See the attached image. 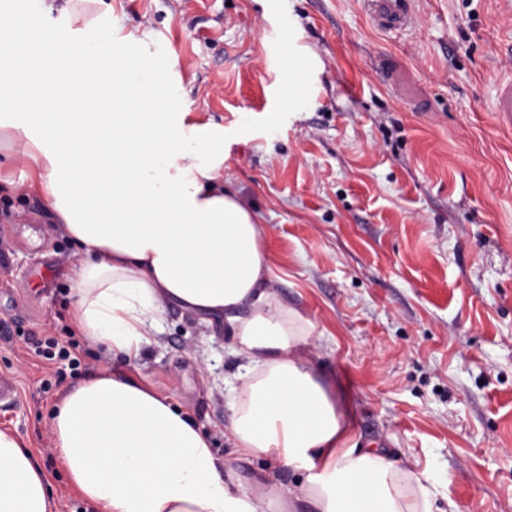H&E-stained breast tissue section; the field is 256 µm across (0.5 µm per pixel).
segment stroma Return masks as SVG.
I'll return each mask as SVG.
<instances>
[{"label": "stroma", "instance_id": "35a3bbf8", "mask_svg": "<svg viewBox=\"0 0 512 512\" xmlns=\"http://www.w3.org/2000/svg\"><path fill=\"white\" fill-rule=\"evenodd\" d=\"M16 26L69 30L167 51L170 78L201 120L222 123L224 183L261 213L274 286L321 334L306 357L347 389L361 447L438 467L459 512H512V126L493 110L512 76L503 0H413L414 22L381 29L367 0H21ZM294 16L293 32L282 21ZM313 53L311 105L289 111L288 59ZM390 56L414 72L429 114L402 104L376 69ZM0 213V373L15 405L0 429L18 435L49 478L54 512H92L70 486L53 410L65 392L129 369L212 437L245 487L261 474H305L224 442L223 322L180 309L164 315L160 345L112 358L78 337L81 367L42 392L52 371L28 354L26 332L55 335L77 262L65 233L30 188L18 155ZM52 265L43 287L39 272Z\"/></svg>", "mask_w": 512, "mask_h": 512}]
</instances>
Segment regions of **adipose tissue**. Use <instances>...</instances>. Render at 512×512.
<instances>
[{
    "label": "adipose tissue",
    "mask_w": 512,
    "mask_h": 512,
    "mask_svg": "<svg viewBox=\"0 0 512 512\" xmlns=\"http://www.w3.org/2000/svg\"><path fill=\"white\" fill-rule=\"evenodd\" d=\"M82 51L112 66L72 80L73 112L44 111L53 86L33 81L27 62L0 70V89L28 102L0 114V142L28 161L32 188L81 254L73 327L131 363L159 343L167 308L223 321L238 361L225 441L307 472L244 488L187 413L119 370L68 392L53 417L82 499L95 512H439L447 477L360 447L346 389L305 359L318 325L274 288L261 214L220 181L223 125L168 90L165 54L92 36ZM103 87L124 114L100 111ZM47 484L0 430V512H52Z\"/></svg>",
    "instance_id": "1"
}]
</instances>
